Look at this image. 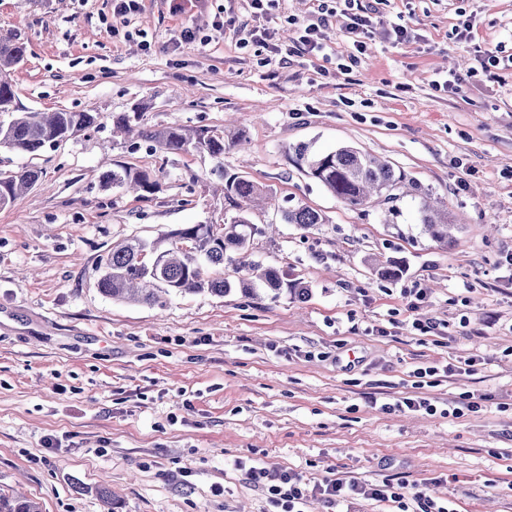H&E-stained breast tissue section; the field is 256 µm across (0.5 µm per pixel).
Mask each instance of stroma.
<instances>
[{"mask_svg":"<svg viewBox=\"0 0 512 512\" xmlns=\"http://www.w3.org/2000/svg\"><path fill=\"white\" fill-rule=\"evenodd\" d=\"M372 8L366 50L349 64L337 19L325 49L288 51L317 22L318 0H139L127 22L112 0H0V32L29 44L13 71L19 110H91L96 128L35 154L0 152V169L41 172L0 208V492L43 512H281L233 462L290 468L310 483L343 477L426 485L454 512H512V0H357ZM474 17L466 39L454 27ZM414 30L408 43L391 31ZM198 42L180 45L183 27ZM274 33L279 53L258 43ZM498 54L500 81L482 73ZM457 74V92L435 88ZM223 129L242 136L223 162L130 150L113 119ZM352 145L417 183L353 210L293 164L296 145ZM149 172L142 199L107 185L113 163ZM272 189L251 209L253 258L279 268L278 298L187 293L164 307L99 293V259L129 236L220 224L235 211L216 166ZM455 223L443 246L419 220L422 193ZM305 205L303 230L281 211ZM404 266L385 282L370 260ZM305 286L297 298L294 286ZM424 289L418 308L408 294ZM433 325L424 334L414 321ZM386 336H378V329ZM468 357L426 387L460 418L385 412L373 393L411 391L416 368ZM282 219L287 224H296L301 229H309L317 224L325 223L323 216L307 207V206H297L294 208L283 209L282 211Z\"/></svg>","mask_w":512,"mask_h":512,"instance_id":"obj_1","label":"stroma"}]
</instances>
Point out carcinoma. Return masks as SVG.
Instances as JSON below:
<instances>
[{
    "mask_svg": "<svg viewBox=\"0 0 512 512\" xmlns=\"http://www.w3.org/2000/svg\"><path fill=\"white\" fill-rule=\"evenodd\" d=\"M28 44L17 35L0 36V150L36 153L54 148L77 133L98 125V113L85 110L20 112L15 106L11 72L26 58ZM116 128L131 135L132 146L145 143L154 152L165 154L206 153L220 160L226 146L224 135L209 128H188L173 124L160 130L141 125V112L134 108L119 116ZM294 163L306 176L319 182L336 199L351 209L367 204L372 196L388 205L400 200L399 191L415 186L408 175L389 162L353 146L312 153L309 146L294 148ZM217 176L224 181V197L237 215L224 224H184L159 234L152 241L132 237L112 244L99 259L98 291L116 301L148 306H165L163 296L170 293H207L222 297L237 289L250 296L261 283L278 298L284 285L283 274L275 267L251 259L255 236L264 233L249 219L251 206L271 200L266 187L239 174H228L218 165ZM41 172L28 167L0 172V207L15 202L35 186ZM106 181L148 199L160 188L159 180L136 168L118 164L107 172ZM424 231L446 246L451 236L448 214L423 203L419 208ZM282 219L301 229L324 223L323 216L307 207L282 210ZM232 266L244 275L236 282L224 277V268ZM372 271L381 279H397L404 268L397 263L377 264ZM0 512H41L39 503L22 496L0 494Z\"/></svg>",
    "mask_w": 512,
    "mask_h": 512,
    "instance_id": "obj_1",
    "label": "carcinoma"
}]
</instances>
